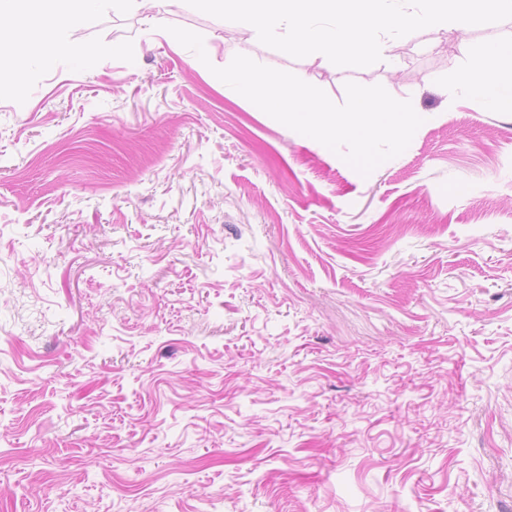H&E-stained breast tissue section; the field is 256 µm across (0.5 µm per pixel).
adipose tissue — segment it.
<instances>
[{
    "mask_svg": "<svg viewBox=\"0 0 512 512\" xmlns=\"http://www.w3.org/2000/svg\"><path fill=\"white\" fill-rule=\"evenodd\" d=\"M505 53L504 47L492 44L469 56L457 74L459 88L487 106L499 107L508 98L500 85L499 66Z\"/></svg>",
    "mask_w": 512,
    "mask_h": 512,
    "instance_id": "1",
    "label": "adipose tissue"
}]
</instances>
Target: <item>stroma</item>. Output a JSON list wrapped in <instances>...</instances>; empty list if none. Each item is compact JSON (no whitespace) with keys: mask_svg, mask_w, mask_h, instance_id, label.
Listing matches in <instances>:
<instances>
[{"mask_svg":"<svg viewBox=\"0 0 512 512\" xmlns=\"http://www.w3.org/2000/svg\"><path fill=\"white\" fill-rule=\"evenodd\" d=\"M70 32L135 61L0 100V512H512V112L455 92L512 20L296 59L183 0ZM425 116L361 176L210 71Z\"/></svg>","mask_w":512,"mask_h":512,"instance_id":"obj_1","label":"stroma"}]
</instances>
